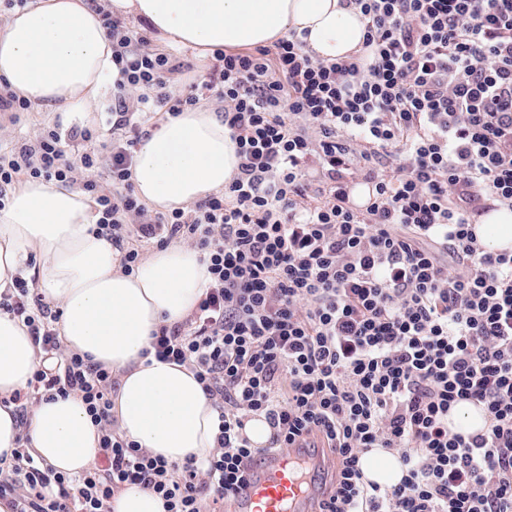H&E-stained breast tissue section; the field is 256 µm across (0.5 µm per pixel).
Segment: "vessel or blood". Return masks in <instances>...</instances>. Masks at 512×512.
Returning a JSON list of instances; mask_svg holds the SVG:
<instances>
[{"label": "vessel or blood", "instance_id": "b4317fda", "mask_svg": "<svg viewBox=\"0 0 512 512\" xmlns=\"http://www.w3.org/2000/svg\"><path fill=\"white\" fill-rule=\"evenodd\" d=\"M323 467L322 449L302 441L262 455L248 475V486L232 500L231 512H316L326 494L313 477Z\"/></svg>", "mask_w": 512, "mask_h": 512}]
</instances>
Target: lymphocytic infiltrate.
I'll use <instances>...</instances> for the list:
<instances>
[{
	"instance_id": "f902f5d3",
	"label": "lymphocytic infiltrate",
	"mask_w": 512,
	"mask_h": 512,
	"mask_svg": "<svg viewBox=\"0 0 512 512\" xmlns=\"http://www.w3.org/2000/svg\"><path fill=\"white\" fill-rule=\"evenodd\" d=\"M360 12L355 56L325 61L302 34L270 47L215 51L202 80L101 10L136 102L112 98L104 150L83 129L41 128L0 142V209L21 180L80 185L98 236L133 273L147 246L198 249L211 283L184 323L151 336L157 358L190 365L218 413L215 449L177 465L112 426L111 370L65 354L58 311L16 276L0 311L23 320L43 362L12 401L19 420L41 399L81 393L102 436L70 477L38 465L20 437L0 456L11 512H109L121 486L162 496L168 512H206L246 486L263 449L308 436L336 480L320 512H512V251L488 249L475 226L512 210V0H345ZM224 104L239 158L223 190L170 213L135 195L143 125L201 97ZM363 171L372 203L348 204L344 175ZM482 430L448 427L461 403ZM396 452V485L365 479L370 449Z\"/></svg>"
}]
</instances>
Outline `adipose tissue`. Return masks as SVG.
I'll return each mask as SVG.
<instances>
[{
    "instance_id": "adipose-tissue-1",
    "label": "adipose tissue",
    "mask_w": 512,
    "mask_h": 512,
    "mask_svg": "<svg viewBox=\"0 0 512 512\" xmlns=\"http://www.w3.org/2000/svg\"><path fill=\"white\" fill-rule=\"evenodd\" d=\"M113 14L199 58L221 49L273 45L307 31V48L333 61L361 47L364 25L343 0H108ZM112 41L87 0H30L0 25V83L50 112L88 122L119 80ZM235 145L213 107L163 122L142 139L132 173L140 200L156 210L187 207L223 189L237 171ZM96 217L77 188L28 180L0 210V285L35 279L60 317L65 354L91 356L118 384L112 422L124 438L170 463L215 448L218 418L189 365L148 360L153 332L182 323L210 283L199 250L175 241L125 274L120 255L94 231ZM490 248L512 247V211L492 208L475 226ZM41 351L24 323L0 312V454L27 432L33 455L68 476L93 461L100 432L79 394L36 403L19 422L12 398L26 389Z\"/></svg>"
}]
</instances>
